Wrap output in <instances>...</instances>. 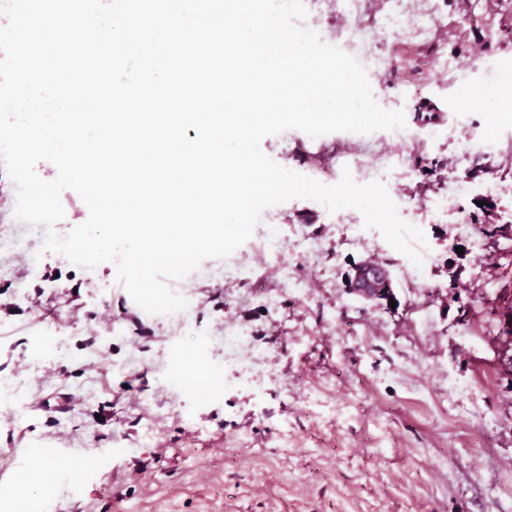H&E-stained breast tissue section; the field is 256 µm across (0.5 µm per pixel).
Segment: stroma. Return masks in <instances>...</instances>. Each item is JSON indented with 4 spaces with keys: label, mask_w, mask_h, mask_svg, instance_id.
Here are the masks:
<instances>
[{
    "label": "stroma",
    "mask_w": 512,
    "mask_h": 512,
    "mask_svg": "<svg viewBox=\"0 0 512 512\" xmlns=\"http://www.w3.org/2000/svg\"><path fill=\"white\" fill-rule=\"evenodd\" d=\"M303 4L407 134L292 129L261 148L327 186L382 183L425 235L422 266L358 210L292 198L231 256L171 281L188 315L150 314L115 262L44 251L0 166V236L19 242L0 250V512L20 496L26 512H512V119L455 96L512 79V0ZM486 134L491 148H472ZM368 260L391 299L352 293ZM230 326L245 348L225 350ZM43 448L87 463L25 487Z\"/></svg>",
    "instance_id": "obj_1"
}]
</instances>
